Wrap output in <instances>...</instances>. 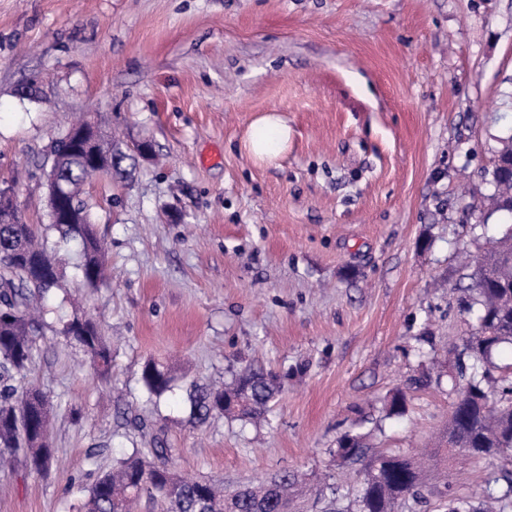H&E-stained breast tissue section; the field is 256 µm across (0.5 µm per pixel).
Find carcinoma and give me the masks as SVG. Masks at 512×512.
Returning <instances> with one entry per match:
<instances>
[{"mask_svg":"<svg viewBox=\"0 0 512 512\" xmlns=\"http://www.w3.org/2000/svg\"><path fill=\"white\" fill-rule=\"evenodd\" d=\"M88 156L70 144L62 149L58 172L71 191L68 206L86 213L80 188L92 177ZM492 205L512 215V178L492 182ZM62 241L78 242L79 269L84 285L94 288L103 281V243L93 225L49 224ZM41 224L0 223V466L24 458L27 465L43 464L48 471L55 461L50 436L52 404L48 395L27 380L36 351L40 325L32 309L45 304L58 287L60 273L55 255L42 242ZM485 272L474 271L477 333L453 347L448 370L453 410L441 439L467 460L512 461V376L494 377L478 365L489 361L502 343L512 344V229L481 255ZM58 333L75 343L94 363L109 365L112 350L97 324L86 315L60 320ZM141 382L149 397L159 399L171 391L164 367L144 365ZM283 384L273 372L248 367L224 388L192 387L193 414L201 422L213 416H230L257 422L265 419L270 403ZM404 391L391 394L386 404L389 417L405 413ZM173 449L156 442L151 455L138 448L119 459L87 490L79 512H137L140 502L147 512H304L314 486L302 476L283 471L257 483L247 482L232 490L214 479H191L169 467ZM336 457L354 468L359 481L357 509L342 512H416L426 502L432 476L441 478L440 497L449 500L444 512H512V476L495 478L468 497L448 492V467L435 453L421 456L395 454L371 448L367 434L346 433L338 441Z\"/></svg>","mask_w":512,"mask_h":512,"instance_id":"cac0c4a2","label":"carcinoma"}]
</instances>
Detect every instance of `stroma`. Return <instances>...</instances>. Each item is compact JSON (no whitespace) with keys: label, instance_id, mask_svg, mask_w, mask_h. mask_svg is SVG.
Masks as SVG:
<instances>
[{"label":"stroma","instance_id":"35a3bbf8","mask_svg":"<svg viewBox=\"0 0 512 512\" xmlns=\"http://www.w3.org/2000/svg\"><path fill=\"white\" fill-rule=\"evenodd\" d=\"M267 112L290 129L269 165L240 146ZM82 113L123 156L81 194L107 275L84 286L77 244L49 228V305L90 313L112 366L97 378L38 338L28 378L54 405L57 464L0 470V512H76L158 440L229 486L291 471L347 487L345 432L413 455L444 431L447 382L411 381L475 331L472 261L512 229L486 201L512 136V0H0V188L26 223L49 227V147ZM149 361L171 378L157 404ZM248 366L284 382L266 420L198 422L189 384ZM511 468L448 475L465 496Z\"/></svg>","mask_w":512,"mask_h":512}]
</instances>
